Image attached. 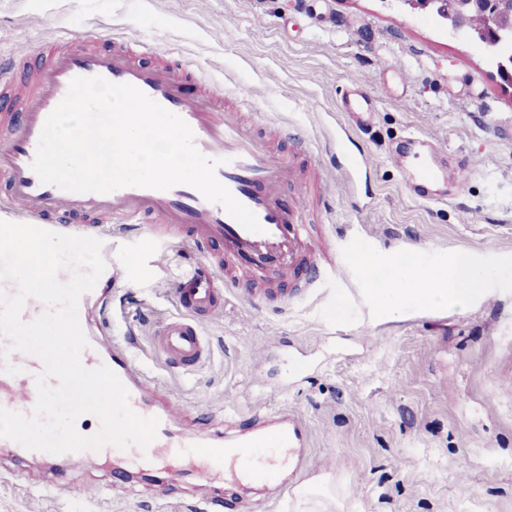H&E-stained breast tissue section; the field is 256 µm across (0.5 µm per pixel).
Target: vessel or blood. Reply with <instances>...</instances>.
<instances>
[{
    "label": "vessel or blood",
    "instance_id": "1",
    "mask_svg": "<svg viewBox=\"0 0 512 512\" xmlns=\"http://www.w3.org/2000/svg\"><path fill=\"white\" fill-rule=\"evenodd\" d=\"M189 71L183 64L145 67L122 50L58 51L36 73L29 90L11 97V133L0 140V180L7 186L0 197V214L10 221H33L62 234L100 237L113 223L149 242L179 237L194 244L200 259L181 274L174 291L180 313L160 323L152 337L155 350L182 370L196 368L208 357L202 324L223 309L225 289L249 287L271 274L292 276L296 282L289 294L295 297L312 286L304 278L307 271L320 277L336 272L334 262L313 264V201L327 191L320 166L271 148L239 112L224 109L207 96L187 97L182 80ZM95 76L133 85L182 118L191 127L198 150L216 161L218 181L255 213L261 232L246 230L224 207L185 184L167 190L129 186L99 194L41 183L32 162L46 117L73 78ZM464 174L459 167L423 166L415 183L440 181L458 187ZM228 257L246 262V279L225 273ZM9 361L19 372H0V407L31 414L37 401L35 378L44 363L21 352L12 353ZM81 362L88 369L110 368L127 386L133 411L157 419L155 439L147 448H128L126 455L140 467L164 464L169 493L179 491L186 460L194 462L197 479L207 484L232 476L274 487L281 486L284 467L296 471L303 465L309 431L293 412L238 416L228 423V435L218 440L201 427L178 428V414L162 405L159 387L136 366L130 346L116 345L104 354L92 343Z\"/></svg>",
    "mask_w": 512,
    "mask_h": 512
}]
</instances>
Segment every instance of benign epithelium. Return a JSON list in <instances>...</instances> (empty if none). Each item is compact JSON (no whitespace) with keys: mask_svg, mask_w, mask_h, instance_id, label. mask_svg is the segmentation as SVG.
Masks as SVG:
<instances>
[{"mask_svg":"<svg viewBox=\"0 0 512 512\" xmlns=\"http://www.w3.org/2000/svg\"><path fill=\"white\" fill-rule=\"evenodd\" d=\"M397 8L429 9L441 20L452 36H463L485 45L497 65L512 60V0H497L491 5L485 0H392ZM484 17V25L474 28L470 17Z\"/></svg>","mask_w":512,"mask_h":512,"instance_id":"obj_1","label":"benign epithelium"}]
</instances>
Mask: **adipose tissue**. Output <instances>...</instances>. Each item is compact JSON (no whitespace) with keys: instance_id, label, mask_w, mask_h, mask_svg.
<instances>
[{"instance_id":"ef3b65f1","label":"adipose tissue","mask_w":512,"mask_h":512,"mask_svg":"<svg viewBox=\"0 0 512 512\" xmlns=\"http://www.w3.org/2000/svg\"><path fill=\"white\" fill-rule=\"evenodd\" d=\"M487 269L475 266L467 253H457L445 267L432 269L422 282L380 279L372 290L374 300L387 313H399L405 304L464 309L473 289L489 277Z\"/></svg>"}]
</instances>
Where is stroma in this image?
<instances>
[{"instance_id":"35a3bbf8","label":"stroma","mask_w":512,"mask_h":512,"mask_svg":"<svg viewBox=\"0 0 512 512\" xmlns=\"http://www.w3.org/2000/svg\"><path fill=\"white\" fill-rule=\"evenodd\" d=\"M63 34L98 50L150 41L141 64L194 68L191 98L205 82L227 103L253 86V126L298 130L322 168L327 200L312 221L339 276L285 303L226 289L203 324L210 355L185 372L152 333L177 315L173 284L195 253L112 237L127 278L102 290L109 322L81 311L101 348L131 343L174 408L198 409L215 435L242 411L295 412L310 432L307 462L277 498L191 476L168 497L163 473L126 479L109 453L89 470L74 455L0 448V512H225L237 497L255 512H512V87L483 50L388 0H0V56ZM359 81L375 115L349 136L342 98ZM413 133L441 143L434 164L466 166L448 200L408 191ZM360 155L368 169L354 179L348 160ZM362 250L385 271L407 257L445 266L464 251L495 275L464 311L411 305L391 318L359 276ZM308 482L326 494L297 497Z\"/></svg>"}]
</instances>
